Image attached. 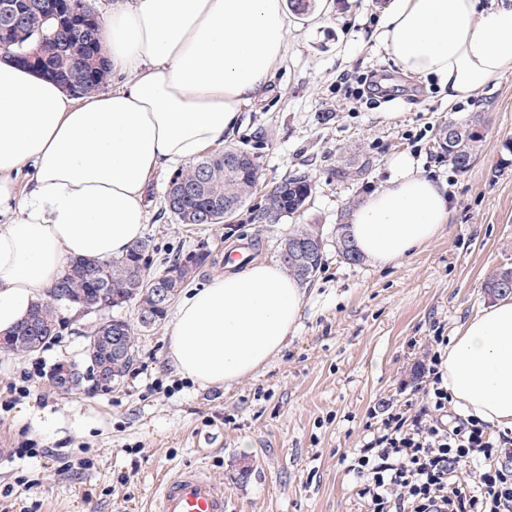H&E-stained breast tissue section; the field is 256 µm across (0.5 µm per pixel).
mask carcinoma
<instances>
[{"mask_svg": "<svg viewBox=\"0 0 512 512\" xmlns=\"http://www.w3.org/2000/svg\"><path fill=\"white\" fill-rule=\"evenodd\" d=\"M9 16H4V11ZM0 51L18 63L37 69L65 82H77L76 93L86 95L100 90L108 81L111 70L104 58L101 39V12L96 0H54L52 8L46 0H0ZM484 117L474 114L469 120L456 124L462 139L453 148H445L448 160L457 171L470 169L483 142ZM259 168L256 161L239 167L224 165V155L209 154L195 163L179 169L169 179L164 195V209L181 224L242 223L240 215L249 213L247 223H255L259 214H273L278 218L294 217L301 213L312 194L314 182L304 171L295 169L288 175L265 186L258 193ZM306 240H314V249L306 260L295 257L294 248ZM336 255L345 264L359 266L364 256L356 248L350 234V225H336ZM325 242L319 230L301 224L280 242L279 257L288 275L307 282L320 270ZM152 259L149 245L139 241L122 257L111 260L76 259L69 263L57 288H63L72 297L94 295L99 291L107 297L123 298V305L134 304L137 314L151 317L155 323L165 319L168 306L156 304L151 289L160 287L161 278L174 271L182 278L174 289L182 288L211 262V253L203 248L186 249L174 258L164 261L157 273L149 271ZM104 288H99V285ZM491 297L512 293V268L496 272L486 283ZM71 307V301L48 300L33 308L34 324L23 322L5 335L11 340L13 352L26 356L35 352L33 345L45 342L60 333L61 310ZM127 338L129 351L115 356L105 345L96 352L85 350L91 369L106 368L124 374L134 360L136 329L122 317L103 318L90 335L102 333L107 323Z\"/></svg>", "mask_w": 512, "mask_h": 512, "instance_id": "obj_1", "label": "carcinoma"}]
</instances>
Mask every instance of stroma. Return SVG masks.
I'll return each instance as SVG.
<instances>
[{"label":"stroma","instance_id":"35a3bbf8","mask_svg":"<svg viewBox=\"0 0 512 512\" xmlns=\"http://www.w3.org/2000/svg\"><path fill=\"white\" fill-rule=\"evenodd\" d=\"M389 2L318 0L321 21L292 17L266 93L224 139L256 157L261 183L298 168L312 175L299 219L199 232L164 213L168 174L148 185L143 237L151 251L163 258L199 245L216 259L195 278L197 288L223 273L229 248L248 242L254 257L275 262L294 223L319 229L323 265L305 286L281 352L240 381L203 387L173 366L161 323L139 335L120 384L97 387L88 371L82 387L65 394L49 384L48 371L61 360L84 363L100 317L63 312L59 336L35 354L0 350V400L11 384H31L28 397L0 407V449L30 440L39 450L0 456V512H147L158 480L188 466L205 467L223 484L227 512H365L342 456L361 445L368 417L414 401L431 336H453L491 305L486 279L512 268V153L503 148L512 140V71L472 99L449 102L436 79L403 76L384 48ZM372 72L392 102L345 97L343 75ZM476 112L486 116L484 141L461 173L442 153L439 129ZM400 154L447 185L448 223L397 264L341 263L335 225L385 185ZM360 166L362 175H339ZM70 460L76 468H67Z\"/></svg>","mask_w":512,"mask_h":512}]
</instances>
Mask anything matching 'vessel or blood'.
Wrapping results in <instances>:
<instances>
[{
  "label": "vessel or blood",
  "mask_w": 512,
  "mask_h": 512,
  "mask_svg": "<svg viewBox=\"0 0 512 512\" xmlns=\"http://www.w3.org/2000/svg\"><path fill=\"white\" fill-rule=\"evenodd\" d=\"M152 512H227L224 486L199 466L164 477Z\"/></svg>",
  "instance_id": "b4317fda"
}]
</instances>
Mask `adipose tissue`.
Instances as JSON below:
<instances>
[{"instance_id":"1","label":"adipose tissue","mask_w":512,"mask_h":512,"mask_svg":"<svg viewBox=\"0 0 512 512\" xmlns=\"http://www.w3.org/2000/svg\"><path fill=\"white\" fill-rule=\"evenodd\" d=\"M285 0H117L101 24L112 91L72 98L0 54V333L20 324L76 258L142 239L158 172L222 143L261 96L288 40ZM381 41L401 72L463 101L512 70V6L391 0ZM351 212L361 252L388 266L435 238L448 190L406 154ZM26 192H18V177ZM303 288L258 261L191 290L168 330L176 370L201 386L253 374L297 327ZM455 405L512 428V296L469 319L443 363Z\"/></svg>"}]
</instances>
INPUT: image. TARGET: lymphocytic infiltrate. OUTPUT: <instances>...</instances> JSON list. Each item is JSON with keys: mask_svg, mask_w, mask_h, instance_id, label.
<instances>
[{"mask_svg": "<svg viewBox=\"0 0 512 512\" xmlns=\"http://www.w3.org/2000/svg\"><path fill=\"white\" fill-rule=\"evenodd\" d=\"M447 349V337H433L419 410L387 413L349 461L368 512H512V433L449 416Z\"/></svg>", "mask_w": 512, "mask_h": 512, "instance_id": "f902f5d3", "label": "lymphocytic infiltrate"}]
</instances>
